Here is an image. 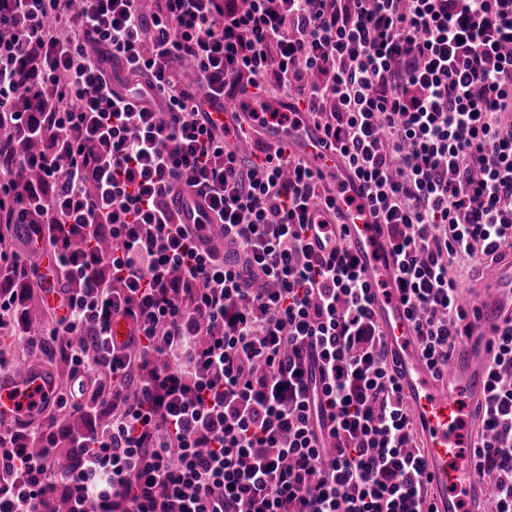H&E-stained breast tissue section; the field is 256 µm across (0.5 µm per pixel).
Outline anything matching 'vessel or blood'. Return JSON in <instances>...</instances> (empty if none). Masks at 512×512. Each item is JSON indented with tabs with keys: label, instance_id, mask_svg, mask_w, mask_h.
Wrapping results in <instances>:
<instances>
[{
	"label": "vessel or blood",
	"instance_id": "vessel-or-blood-1",
	"mask_svg": "<svg viewBox=\"0 0 512 512\" xmlns=\"http://www.w3.org/2000/svg\"><path fill=\"white\" fill-rule=\"evenodd\" d=\"M275 109L272 103H253L246 93L235 101L214 102L207 117L225 129L243 126L269 145L286 146L294 158L316 165L325 181L347 175L344 160L326 143L320 127L306 120L296 125L278 123L271 117ZM358 194V183L348 180L344 194L336 198V213L327 222L343 224L352 254L372 283L373 320L399 362L401 393L418 427L436 512H463L465 502L488 486L463 462L461 454L478 438V428L469 420L467 409L483 402L487 393L482 339L512 318V260L494 265L473 292L463 295L472 311L474 333L455 343L448 378L440 380L424 361L406 308L395 294L397 270L386 229L375 223L368 209L353 204ZM172 208L182 223L192 224L206 205L195 192L186 190L176 197ZM57 388L56 373L36 362L0 375V418L40 421L52 406Z\"/></svg>",
	"mask_w": 512,
	"mask_h": 512
}]
</instances>
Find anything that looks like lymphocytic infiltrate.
I'll list each match as a JSON object with an SVG mask.
<instances>
[{"instance_id": "f902f5d3", "label": "lymphocytic infiltrate", "mask_w": 512, "mask_h": 512, "mask_svg": "<svg viewBox=\"0 0 512 512\" xmlns=\"http://www.w3.org/2000/svg\"><path fill=\"white\" fill-rule=\"evenodd\" d=\"M154 2L0 0V190L15 194L0 223L33 230L19 268L47 255L73 284L37 332L25 277L1 275L0 330L28 351L83 339L61 349L58 400L83 428L0 438V512L60 492L68 512H434L369 281L342 234L325 255L307 243L335 194L284 148L226 151L199 112L251 88L288 98L278 122L322 126L386 226L443 377L471 331L453 266L512 252V0ZM107 56L165 111L116 93ZM185 188L222 249L177 221ZM487 355L469 461L492 479L485 512H512V319Z\"/></svg>"}]
</instances>
